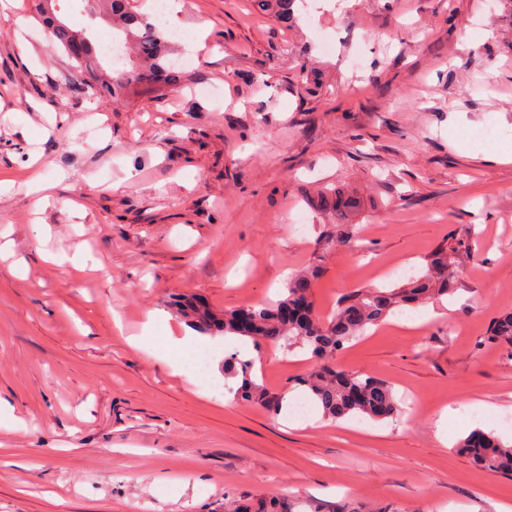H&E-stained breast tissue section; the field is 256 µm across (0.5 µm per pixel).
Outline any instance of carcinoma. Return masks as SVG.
Here are the masks:
<instances>
[{"mask_svg":"<svg viewBox=\"0 0 512 512\" xmlns=\"http://www.w3.org/2000/svg\"><path fill=\"white\" fill-rule=\"evenodd\" d=\"M58 0H34L37 16L51 35L52 44L70 53L75 41L87 46L86 52L74 58L82 70L96 74L101 69L102 53L94 44L90 28L74 29L58 15ZM134 0H95L85 12L90 20L100 19L122 35L129 67L112 70V75L99 81L96 92L119 98L131 85L155 94L181 82L182 71L172 55L171 37L165 26L148 20L135 11ZM296 0H253L257 11L273 18L284 27L296 22ZM319 204L336 215L338 223L331 242L349 244L355 229L347 221L354 201L334 188L320 193ZM469 237L448 236L427 264V271L412 277L396 288H355L342 295L330 318L320 316L313 300V288L320 269L317 266L289 278L281 297L263 304H249V320L242 319V309L222 315L202 308L190 299L176 304L177 312L202 334H223L248 338L256 346L267 345L287 350H305L317 366L299 378L313 402L327 421L358 415L381 421L393 418L400 407L392 385L359 371L336 369L333 359L345 344L364 336L373 326L381 325L390 315L414 308L430 299L455 293L454 259L469 250ZM487 339L492 343L512 345V312L497 317ZM254 363L232 352L224 359V373L241 377L235 395L274 410L282 397L267 391L252 379ZM460 450L475 467L495 475L512 477V445H504L481 429L472 430L460 443ZM300 506L291 500H275L252 510L247 504H224L223 512H298Z\"/></svg>","mask_w":512,"mask_h":512,"instance_id":"cac0c4a2","label":"carcinoma"}]
</instances>
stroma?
Listing matches in <instances>:
<instances>
[{"label": "stroma", "mask_w": 512, "mask_h": 512, "mask_svg": "<svg viewBox=\"0 0 512 512\" xmlns=\"http://www.w3.org/2000/svg\"><path fill=\"white\" fill-rule=\"evenodd\" d=\"M182 3L181 83L115 101L77 92L84 77L51 50L32 0H0V243L23 264L0 261V399L25 422L0 429V512H218L283 487L324 512L512 502V480L456 448L476 428L512 444V347L485 341L512 310V162L488 158L512 147V0H313L288 28L253 0ZM489 128L496 137L476 142ZM37 177L49 187L39 207ZM322 184L356 198L358 245L321 251L334 219L306 198ZM469 229L455 298L336 354L419 408L292 428L235 399L224 357L243 341L210 345L209 384L187 367L200 343L177 297L230 311L317 264L327 317L348 289L423 273ZM78 253L87 270L68 265ZM152 312L132 348L126 335ZM171 337L184 344L168 355ZM258 354V383L297 401L306 352ZM447 406L455 415L438 423Z\"/></svg>", "instance_id": "stroma-1"}]
</instances>
